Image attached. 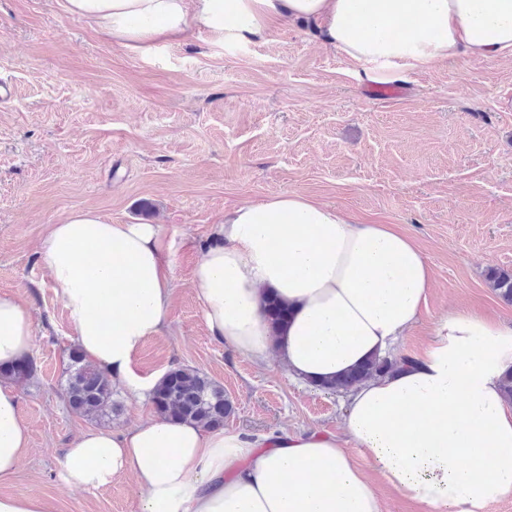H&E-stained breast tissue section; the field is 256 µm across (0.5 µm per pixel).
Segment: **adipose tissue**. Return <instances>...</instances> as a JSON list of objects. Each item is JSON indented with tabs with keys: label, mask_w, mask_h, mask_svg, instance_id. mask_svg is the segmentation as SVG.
<instances>
[{
	"label": "adipose tissue",
	"mask_w": 512,
	"mask_h": 512,
	"mask_svg": "<svg viewBox=\"0 0 512 512\" xmlns=\"http://www.w3.org/2000/svg\"><path fill=\"white\" fill-rule=\"evenodd\" d=\"M365 2L360 14L356 0H65V10L133 54L198 29L242 43L276 24L317 21L361 82L402 80L462 55L512 58V0ZM215 235L190 281L211 336L254 361L278 355L304 382L384 356L427 300L432 272L411 237L296 191L225 211ZM37 261L83 355L128 398L151 396L161 375L138 373L133 358L168 324L173 262L160 225L116 224L78 208L50 225ZM269 288L292 309L277 335L263 310ZM34 333L29 308L1 295L0 367L28 357ZM511 371L512 327L456 309L435 323L414 363L353 389L348 440L150 418L121 433L81 432L61 478L98 488L132 477L138 512H383L378 476L430 512H483L512 498V404L501 391ZM29 443L19 398L0 384V478L17 470Z\"/></svg>",
	"instance_id": "1"
}]
</instances>
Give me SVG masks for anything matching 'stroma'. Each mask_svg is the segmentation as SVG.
I'll return each instance as SVG.
<instances>
[{"label":"stroma","instance_id":"1","mask_svg":"<svg viewBox=\"0 0 512 512\" xmlns=\"http://www.w3.org/2000/svg\"><path fill=\"white\" fill-rule=\"evenodd\" d=\"M63 4L0 0V78L14 85L0 105V293L24 300L37 325L35 372L14 383L30 446L0 495L54 512H138L130 478L98 489L60 478L78 433L155 413L116 393L108 416L90 419L66 400L72 328L36 251L47 225L77 208L158 224L173 240L169 325L133 367L211 378L233 403L228 431L341 437L348 408L346 392L295 383L278 357L257 364L210 336L189 280L231 207L298 191L414 238L432 286L393 358L421 353L455 308L512 327V304L486 282L489 269L512 272V59L433 64L384 104L309 22L233 45L197 30L134 55Z\"/></svg>","mask_w":512,"mask_h":512}]
</instances>
